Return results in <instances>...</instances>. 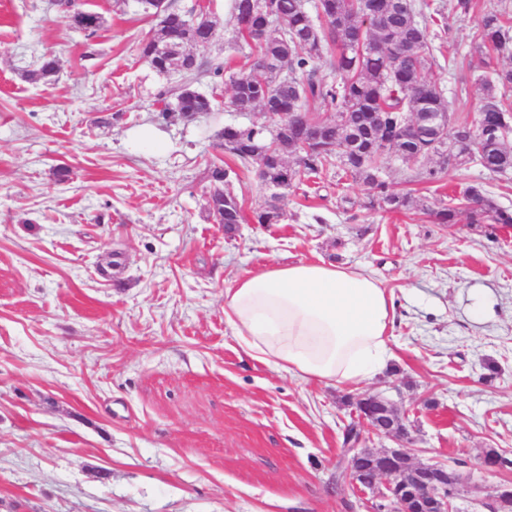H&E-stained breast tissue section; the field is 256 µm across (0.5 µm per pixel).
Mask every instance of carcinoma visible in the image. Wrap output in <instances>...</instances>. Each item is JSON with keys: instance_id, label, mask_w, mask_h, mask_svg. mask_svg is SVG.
I'll list each match as a JSON object with an SVG mask.
<instances>
[{"instance_id": "carcinoma-1", "label": "carcinoma", "mask_w": 512, "mask_h": 512, "mask_svg": "<svg viewBox=\"0 0 512 512\" xmlns=\"http://www.w3.org/2000/svg\"><path fill=\"white\" fill-rule=\"evenodd\" d=\"M375 7L379 22L361 29L365 9ZM315 14L307 9V0H260L252 8L250 0H233L238 23L236 41L247 46L252 62L249 67L226 72L220 60H199L195 70L173 88L184 96L180 108L165 105L160 111L167 120L177 112L210 113L219 106L214 95L193 89V83L208 75L228 79L231 96L224 106L238 112L264 110L272 105L277 112L293 113L288 124V141L296 142L310 128L308 112H332L335 120L321 126V135L336 142V153L316 151L288 152L280 162L266 163L259 174L263 185L275 191L255 212L258 224H278L283 219L282 201L293 184L331 168L340 167L367 187L369 206L398 212L412 203L409 194L390 190L381 159L393 154L403 161L439 156L438 165L421 172L428 183L443 180L448 167L469 163L465 156L448 154V144L432 140L381 143L368 136L377 123L400 126L408 112H446L448 100L443 90L427 76L428 27L418 20L414 0H314ZM362 37L369 51L352 48ZM192 34L175 22L170 27H155L151 38L140 43V57L153 69L166 68L152 57L155 42L179 43ZM477 51L483 63L512 58V19L501 11H489L482 17ZM330 57L333 76L319 72L318 63ZM483 96L478 109V126L504 127L512 122V68L494 69L480 78ZM224 152L246 167L258 165L255 149L264 139L261 128L231 126L220 132ZM479 166L490 173L512 170V140L503 137L499 146L476 156ZM230 166L219 175L214 166L205 171L215 207L206 209L215 224L231 225L244 221L242 203L232 189ZM469 224L512 225V212L499 206L480 183L466 185L455 198L431 212L435 224H456L460 217ZM357 482L364 487L376 477L373 460L364 456L355 464Z\"/></svg>"}]
</instances>
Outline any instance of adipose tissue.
I'll return each instance as SVG.
<instances>
[{
	"label": "adipose tissue",
	"mask_w": 512,
	"mask_h": 512,
	"mask_svg": "<svg viewBox=\"0 0 512 512\" xmlns=\"http://www.w3.org/2000/svg\"><path fill=\"white\" fill-rule=\"evenodd\" d=\"M241 348L307 383L371 380L389 358L394 310L380 283L324 262L272 265L224 290Z\"/></svg>",
	"instance_id": "ef3b65f1"
}]
</instances>
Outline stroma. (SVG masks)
<instances>
[{
  "label": "stroma",
  "instance_id": "1",
  "mask_svg": "<svg viewBox=\"0 0 512 512\" xmlns=\"http://www.w3.org/2000/svg\"><path fill=\"white\" fill-rule=\"evenodd\" d=\"M198 56L243 64L231 0ZM95 36L51 0H0V512H368L336 479L350 394L391 402L416 461L470 473L459 512H488L512 470L478 472L512 451V227L433 223L477 181L512 209V172L448 169L437 157L383 161L399 213L328 171L294 184L278 224L225 232L204 208L225 125L262 112L159 117L170 86L140 59L154 28L136 0H83ZM431 23L430 78L474 119L476 50L489 10L512 0H415ZM58 60L51 78L27 71ZM67 170L59 179V170ZM323 261L372 274L395 309L390 358L356 388L307 384L248 356L224 318V290L275 263Z\"/></svg>",
  "mask_w": 512,
  "mask_h": 512
}]
</instances>
